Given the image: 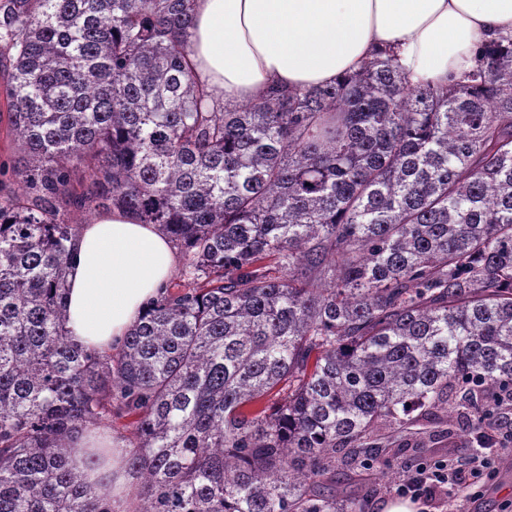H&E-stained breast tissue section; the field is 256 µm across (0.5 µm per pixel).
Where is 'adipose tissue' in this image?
<instances>
[{"mask_svg": "<svg viewBox=\"0 0 512 512\" xmlns=\"http://www.w3.org/2000/svg\"><path fill=\"white\" fill-rule=\"evenodd\" d=\"M512 30V0H195L192 74L212 99L259 100L269 86L329 84L394 53L411 82L447 83L481 46ZM69 275L68 328L79 344L118 346L171 278L176 255L157 226L123 209L84 225ZM90 483L132 495L125 443Z\"/></svg>", "mask_w": 512, "mask_h": 512, "instance_id": "ef3b65f1", "label": "adipose tissue"}]
</instances>
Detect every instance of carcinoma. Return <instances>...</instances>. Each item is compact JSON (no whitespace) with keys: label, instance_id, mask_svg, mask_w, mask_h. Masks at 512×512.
Segmentation results:
<instances>
[{"label":"carcinoma","instance_id":"cac0c4a2","mask_svg":"<svg viewBox=\"0 0 512 512\" xmlns=\"http://www.w3.org/2000/svg\"><path fill=\"white\" fill-rule=\"evenodd\" d=\"M192 0H0V512H363L386 430L512 402V32L449 85L381 53L334 85L210 104ZM184 256L115 348L73 342V210ZM136 501L88 482L116 431ZM0 165L8 169L15 161L21 158V146L14 135H8L7 112H0Z\"/></svg>","mask_w":512,"mask_h":512}]
</instances>
